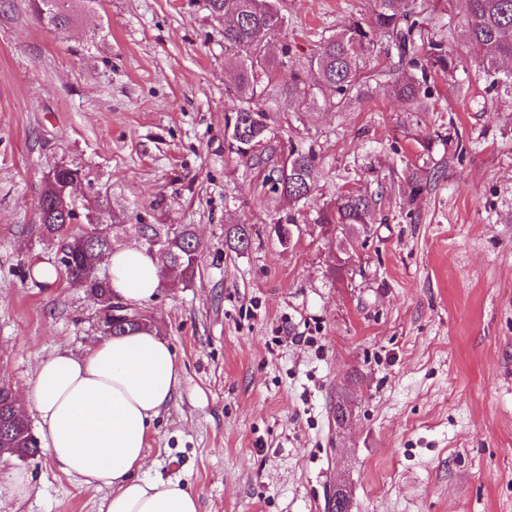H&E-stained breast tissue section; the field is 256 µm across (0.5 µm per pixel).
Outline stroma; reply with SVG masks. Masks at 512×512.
<instances>
[{"label": "stroma", "instance_id": "1", "mask_svg": "<svg viewBox=\"0 0 512 512\" xmlns=\"http://www.w3.org/2000/svg\"><path fill=\"white\" fill-rule=\"evenodd\" d=\"M287 66L367 15L369 0H279ZM417 20L456 63L426 112L377 74L345 111L274 112L277 153L314 144L317 189L290 247L287 200L262 192L267 167L230 151L234 73L209 0H73L57 29L34 0H0V384L21 391L41 359L105 338L92 298L65 278L30 279L56 246L39 234L43 176L79 169L78 204L125 224H189L200 273L164 284L144 309L182 379L154 422L143 474L180 480L201 512H512V96L489 91L459 31L462 0H429ZM465 93H458L457 83ZM430 186L411 207L407 170ZM388 199L350 238L315 219L338 190ZM233 224L250 248L224 244ZM344 421H337V408ZM34 491L11 501V475ZM94 490L43 454L0 458L13 512H101Z\"/></svg>", "mask_w": 512, "mask_h": 512}]
</instances>
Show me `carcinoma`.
<instances>
[{
  "label": "carcinoma",
  "instance_id": "carcinoma-1",
  "mask_svg": "<svg viewBox=\"0 0 512 512\" xmlns=\"http://www.w3.org/2000/svg\"><path fill=\"white\" fill-rule=\"evenodd\" d=\"M69 0H43L42 15L47 24L62 28L70 22L66 7ZM211 7L224 13V61L234 68L236 83L232 95L233 112L231 140L242 156L261 166L269 162L276 148L274 129L268 123L267 111L256 108L260 99L273 100L288 107L309 105L341 109L353 94H361L367 82L382 72L363 76L359 72V57L366 48L386 42V55L396 54L401 68L391 84L396 98L409 104L413 111L428 110L432 98L430 82L435 76L448 74L455 63L436 39L424 40L419 23L403 22L407 0H371L370 15L356 20L341 32L320 39L309 56L306 68L315 75L308 83L302 73H293L286 86L275 83L278 68L288 64L289 47L274 53L271 38L285 28V17L277 0H210ZM466 23L464 38L478 51L485 73L492 77L490 88L512 92V70H501L512 62V0H465ZM317 154L313 146L290 143L287 156L270 168L263 187L299 203L307 199L316 187ZM429 171L423 166L409 170V202L427 187ZM386 200L384 189L374 193L347 190L316 218V223L338 230L340 227L366 224L372 212ZM40 234L50 241L66 237L74 242L68 264L61 268L73 288L93 297L100 309L112 308V293L108 278L95 277L93 268L114 249V236L85 235L77 225V214H62L54 208L50 192L42 193ZM143 241L156 238L160 245L155 251L163 278H174L185 284L199 273L200 244L188 224H141L136 228ZM250 228L233 224L225 233V243L236 252L248 248ZM153 327L152 321L136 316L130 309L117 319L115 333L129 334ZM16 395L0 385V449L11 455L33 456L39 452V442L27 420L15 411Z\"/></svg>",
  "mask_w": 512,
  "mask_h": 512
}]
</instances>
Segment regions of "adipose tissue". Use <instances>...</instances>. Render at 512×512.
I'll return each instance as SVG.
<instances>
[{
    "label": "adipose tissue",
    "mask_w": 512,
    "mask_h": 512,
    "mask_svg": "<svg viewBox=\"0 0 512 512\" xmlns=\"http://www.w3.org/2000/svg\"><path fill=\"white\" fill-rule=\"evenodd\" d=\"M108 275L128 304L151 301L162 281L156 256L135 244L116 247ZM180 382L168 341L148 329L106 337L77 356H47L20 402L36 410L53 463L86 487L111 488L105 512H199L198 496L180 482L138 476L152 423Z\"/></svg>",
    "instance_id": "obj_1"
}]
</instances>
